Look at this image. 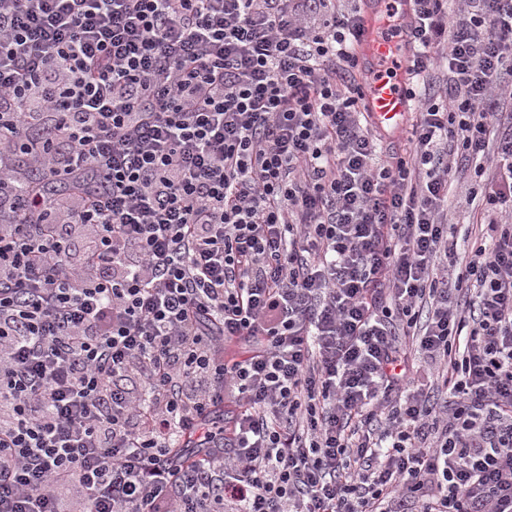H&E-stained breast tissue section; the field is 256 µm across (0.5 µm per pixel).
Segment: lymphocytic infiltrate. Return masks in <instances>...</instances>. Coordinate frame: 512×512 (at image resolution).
I'll return each mask as SVG.
<instances>
[{"label":"lymphocytic infiltrate","mask_w":512,"mask_h":512,"mask_svg":"<svg viewBox=\"0 0 512 512\" xmlns=\"http://www.w3.org/2000/svg\"><path fill=\"white\" fill-rule=\"evenodd\" d=\"M411 2L384 154L335 0H0V512H512V0ZM413 17L412 2L407 0L404 4V18L408 25L405 27L404 46L399 40L392 39L390 45L394 53L401 57L402 66L395 71V75L388 77L380 75L381 67L370 77L369 63L360 58L359 68L369 77V85L364 98L365 110L376 126L387 128L392 132L389 138L383 140V151H399L407 147V137L411 125L402 130L407 122L409 112L414 110V98L409 93L408 84L404 78L407 61L416 53L415 44L411 38L409 25ZM402 130V131H401ZM400 131V132H398Z\"/></svg>","instance_id":"f902f5d3"}]
</instances>
